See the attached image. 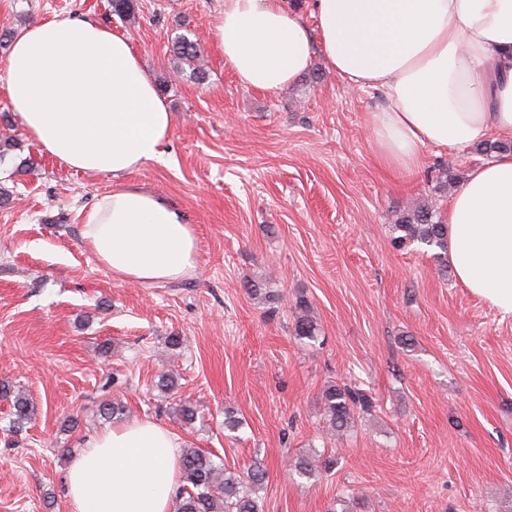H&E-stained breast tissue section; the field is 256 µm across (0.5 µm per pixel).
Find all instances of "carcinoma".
<instances>
[{"label":"carcinoma","instance_id":"obj_1","mask_svg":"<svg viewBox=\"0 0 512 512\" xmlns=\"http://www.w3.org/2000/svg\"><path fill=\"white\" fill-rule=\"evenodd\" d=\"M173 51L178 60L192 66L196 79L203 81L206 70L197 64L203 50L186 37L179 38ZM396 229L402 232L397 237V246L407 242H420L428 247L448 251V225L437 218L435 210L428 206L414 209L401 218ZM304 311L294 324V335L301 339L316 336V323L305 313L307 302H297ZM0 396L12 401L13 425L26 424L33 414L31 404L20 392L9 386L0 387ZM371 407L368 396L348 384H330L322 392L323 415L329 428L343 436L355 421V408ZM333 460L325 458H301L295 463L300 476L311 477L320 469L329 470ZM179 485L175 493L177 512H264V504L258 496L266 480L267 471L259 460L253 461L245 470L228 468L216 462L213 456L198 448H184L179 460Z\"/></svg>","mask_w":512,"mask_h":512}]
</instances>
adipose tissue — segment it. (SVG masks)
<instances>
[{"label":"adipose tissue","instance_id":"obj_1","mask_svg":"<svg viewBox=\"0 0 512 512\" xmlns=\"http://www.w3.org/2000/svg\"><path fill=\"white\" fill-rule=\"evenodd\" d=\"M310 33L285 0H224L214 32L244 88L274 93L322 54L347 88L383 107L371 141L404 174L426 148L512 136V0H311ZM9 104L41 151L117 185L82 213L83 237L112 275L171 282L195 267L196 236L162 196L125 184L160 159L175 123L131 44L94 20L42 18L15 37ZM448 259L461 284L512 316V153L473 167L448 206ZM177 440L152 420L88 438L66 477L68 512H170Z\"/></svg>","mask_w":512,"mask_h":512}]
</instances>
